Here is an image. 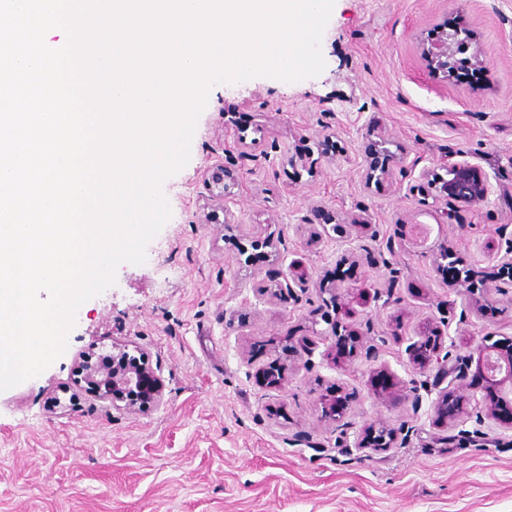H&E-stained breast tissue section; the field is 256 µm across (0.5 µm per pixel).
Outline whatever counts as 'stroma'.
<instances>
[{"label":"stroma","mask_w":512,"mask_h":512,"mask_svg":"<svg viewBox=\"0 0 512 512\" xmlns=\"http://www.w3.org/2000/svg\"><path fill=\"white\" fill-rule=\"evenodd\" d=\"M469 32L485 61L477 85L444 77L422 47L441 25ZM324 71L285 83L256 77L215 85L190 160L162 191L171 216L144 264H122L116 283L83 303L64 354L39 376L0 392V512H512V433L473 442L438 426L429 406L376 401L366 379L386 364L404 383L418 375L405 352L420 322L439 323L452 366H469L484 337L512 339V278L499 277L481 315L471 272L500 268L512 225V0H335L321 41ZM378 125L395 158L368 186L364 127ZM259 141L266 162L246 160ZM317 161L295 163L298 150ZM480 166L492 192L470 208L437 198L411 163ZM233 174L232 195L209 186ZM392 236L395 253L374 269L351 254L353 219ZM285 250L253 249L263 224ZM304 224L323 229L310 240ZM453 252L445 274L441 245ZM308 271L292 300L258 299L253 284L291 262ZM388 306L360 303L364 291ZM376 345L330 366L322 359L330 300ZM314 346L305 355L301 339ZM137 346L165 385L163 406L129 411L89 389L82 356ZM287 354L283 388L259 371ZM336 386L356 425L413 420L404 447L344 453L320 398Z\"/></svg>","instance_id":"35a3bbf8"}]
</instances>
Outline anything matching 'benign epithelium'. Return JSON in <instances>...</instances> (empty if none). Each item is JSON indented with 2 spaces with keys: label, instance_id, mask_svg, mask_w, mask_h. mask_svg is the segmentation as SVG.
<instances>
[{
  "label": "benign epithelium",
  "instance_id": "obj_1",
  "mask_svg": "<svg viewBox=\"0 0 512 512\" xmlns=\"http://www.w3.org/2000/svg\"><path fill=\"white\" fill-rule=\"evenodd\" d=\"M457 37L444 32L428 49V55L443 70H448L455 57ZM446 177L440 178L439 194L442 198L476 208L484 204L491 193V186L479 166L468 161L444 164ZM306 272L301 265L291 266L288 278L280 280L274 276L261 279L254 284L259 298L272 297L282 300L293 296V289L304 287ZM330 343L323 357L337 363L352 361L361 354L376 356L374 349L364 346L362 336L349 326L342 325L339 318L328 319ZM409 360L421 374L436 371L440 380L448 377V356L442 354V335L439 327L429 321L417 327L416 340L406 348ZM481 384L470 379L467 369L458 370L447 387L442 388L431 400L435 415L443 419L447 427L455 428L465 420L475 418L480 426L512 431V343L496 345L482 342L476 348ZM84 379L99 393L101 398L120 402L132 409L159 407L165 403V387L161 377L144 362L121 349L112 356V363H87L83 369ZM373 396L381 401L389 398L411 402L418 410L422 396L417 387H407L397 381L388 368L377 367L367 380ZM322 418L330 424H338L339 438L345 451L363 450L369 446L375 451H388L396 447L398 432H411L410 422H404L397 430L370 425L356 428L355 423L345 420L344 407L338 393L332 390L322 398Z\"/></svg>",
  "mask_w": 512,
  "mask_h": 512
}]
</instances>
